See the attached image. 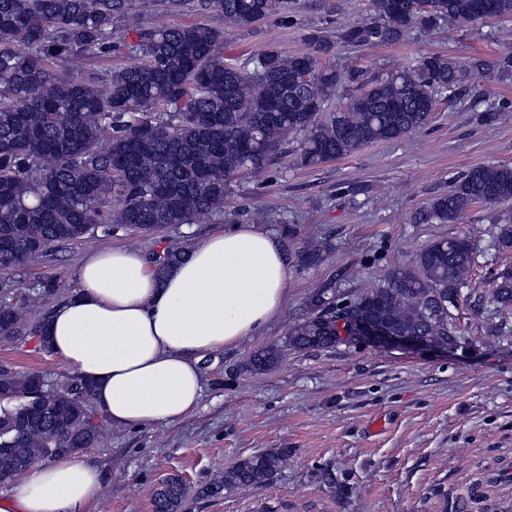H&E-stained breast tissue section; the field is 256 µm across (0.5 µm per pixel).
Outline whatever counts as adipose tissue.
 Wrapping results in <instances>:
<instances>
[{
    "label": "adipose tissue",
    "mask_w": 512,
    "mask_h": 512,
    "mask_svg": "<svg viewBox=\"0 0 512 512\" xmlns=\"http://www.w3.org/2000/svg\"><path fill=\"white\" fill-rule=\"evenodd\" d=\"M288 295L277 238L231 224L197 242L165 279L140 252L89 255L78 286L46 321L53 355L95 385L97 409L119 428L178 422L194 412L200 363L259 334ZM99 469L58 457L19 477L0 512H84Z\"/></svg>",
    "instance_id": "obj_1"
}]
</instances>
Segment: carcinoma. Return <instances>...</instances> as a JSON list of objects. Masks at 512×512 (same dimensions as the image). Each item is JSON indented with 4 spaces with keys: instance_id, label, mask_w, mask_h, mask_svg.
Here are the masks:
<instances>
[{
    "instance_id": "obj_1",
    "label": "carcinoma",
    "mask_w": 512,
    "mask_h": 512,
    "mask_svg": "<svg viewBox=\"0 0 512 512\" xmlns=\"http://www.w3.org/2000/svg\"><path fill=\"white\" fill-rule=\"evenodd\" d=\"M285 0H195L199 14L218 24L140 21L132 33L119 24L136 13V0H0V270L24 266L34 255L84 238L101 227L159 233L224 209L238 180L262 173L298 139L295 163L311 167L348 157L364 146L412 134L431 120L441 95L459 99L471 79H512V49L496 58L464 61L437 54L383 77L326 62L322 32L306 35L308 50L287 55L270 48L253 70L224 61V33L252 28L279 15ZM371 17L349 21L338 39L351 46L399 43L414 26L472 27L512 19V0H370ZM100 58L116 62L100 68ZM358 83L346 102L331 100L343 81ZM508 105L491 102L479 119L495 125ZM476 205L506 207L497 244L512 249V164L471 167L415 220L457 224ZM323 244L298 248L302 266L322 260ZM476 240L463 233L434 240L388 280L349 297L318 289L309 313L281 343L250 358L263 370L286 350L333 348L367 321L398 335L450 344L457 328L451 310L469 287ZM188 255L169 246L154 254L164 278ZM59 294L46 281L21 303L0 305V342L24 333L48 350L42 329L48 312L28 321L38 300ZM494 313L512 310V273L501 274L488 297ZM92 383L74 375L50 388L39 373L0 367V484L38 461L78 456L98 441ZM282 448L239 460L200 488L216 497L274 475ZM185 488L163 482L153 512H183Z\"/></svg>"
}]
</instances>
